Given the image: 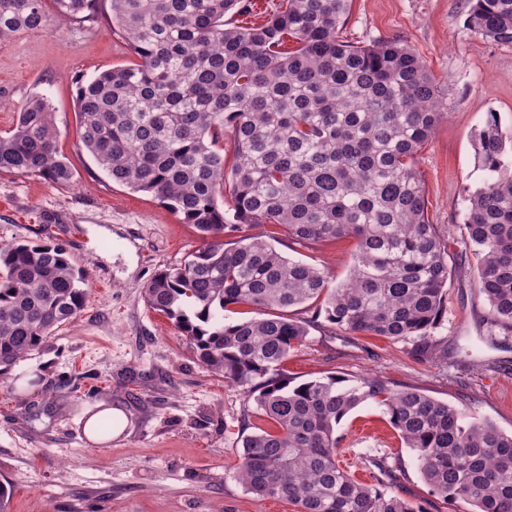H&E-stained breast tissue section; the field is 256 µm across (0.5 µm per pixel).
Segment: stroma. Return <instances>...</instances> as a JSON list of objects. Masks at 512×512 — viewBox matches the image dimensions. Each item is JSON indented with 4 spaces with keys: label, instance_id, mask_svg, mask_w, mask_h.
I'll list each match as a JSON object with an SVG mask.
<instances>
[{
    "label": "stroma",
    "instance_id": "obj_1",
    "mask_svg": "<svg viewBox=\"0 0 512 512\" xmlns=\"http://www.w3.org/2000/svg\"><path fill=\"white\" fill-rule=\"evenodd\" d=\"M471 7L470 0H352L339 32L357 46L404 42L451 98L447 119L416 159L428 219L448 245V303L429 336L447 361L413 356L415 338L351 333L305 307L297 315L313 326L285 368L299 382L334 373L414 387L511 434L512 330L494 322L474 286L482 256L464 222L467 198L483 179L479 131L493 116L512 133V47L472 34ZM133 60L104 19L87 32L55 14L45 30L0 42V135L29 99L44 98L58 151L73 171L58 186L0 172V242L58 244L87 272L77 319L0 379L8 512H298L288 499L254 496L239 479L241 436L268 426L254 402L202 365L173 322L145 302L159 271L201 247L198 231L151 195L112 182L79 146L78 86ZM261 230L335 283L348 278L356 239L304 247L289 243L283 227ZM106 408L124 412L125 432L86 436L85 422ZM338 432L373 484L424 512H465V504L431 491L413 451L375 404L350 412Z\"/></svg>",
    "mask_w": 512,
    "mask_h": 512
}]
</instances>
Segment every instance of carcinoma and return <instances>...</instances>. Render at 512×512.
<instances>
[{
	"instance_id": "carcinoma-1",
	"label": "carcinoma",
	"mask_w": 512,
	"mask_h": 512,
	"mask_svg": "<svg viewBox=\"0 0 512 512\" xmlns=\"http://www.w3.org/2000/svg\"><path fill=\"white\" fill-rule=\"evenodd\" d=\"M52 2L86 29L109 9L112 33L135 57L78 87L80 145L112 181L154 196L204 240L192 259L159 272L145 297L275 426L242 437L246 489L300 512H422L338 466L337 427L371 402L434 493L469 512H512V434L466 422L413 387L333 374L296 383L283 371L309 336L290 312L314 303L348 332L415 336L416 357L433 348L425 339L446 305L448 245L428 221L416 158L449 105L416 53L399 40L341 41L351 0H282L250 27L227 16L250 12L251 0ZM471 2L469 29L511 46L512 0ZM45 3L0 0V41L46 29ZM476 153L484 180L465 224L482 254L475 288L512 329V134L487 120ZM0 171L72 180L44 99H30L0 137ZM245 224L280 225L303 246L356 238L347 281L331 286L329 273L242 233ZM86 276L58 245L0 244V376L76 319ZM239 305L261 316L225 323Z\"/></svg>"
}]
</instances>
